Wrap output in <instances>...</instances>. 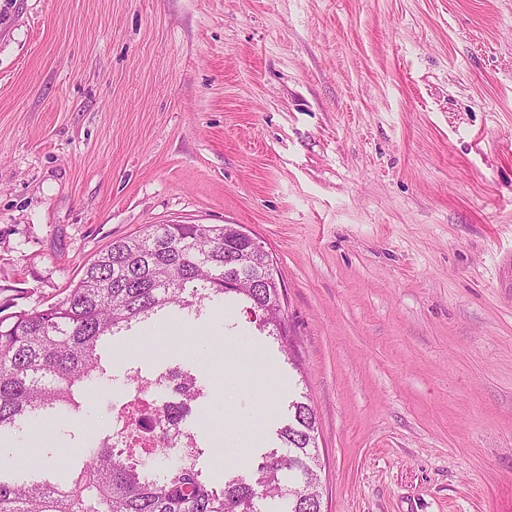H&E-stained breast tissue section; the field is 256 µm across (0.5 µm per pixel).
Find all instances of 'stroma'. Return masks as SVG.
<instances>
[{
    "mask_svg": "<svg viewBox=\"0 0 512 512\" xmlns=\"http://www.w3.org/2000/svg\"><path fill=\"white\" fill-rule=\"evenodd\" d=\"M150 224H240L254 312L171 320L69 422L0 440L61 483L134 385L191 372L215 486L318 419L323 512H512V0H0V303Z\"/></svg>",
    "mask_w": 512,
    "mask_h": 512,
    "instance_id": "35a3bbf8",
    "label": "stroma"
}]
</instances>
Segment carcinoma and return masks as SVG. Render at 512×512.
I'll return each instance as SVG.
<instances>
[{
  "instance_id": "cac0c4a2",
  "label": "carcinoma",
  "mask_w": 512,
  "mask_h": 512,
  "mask_svg": "<svg viewBox=\"0 0 512 512\" xmlns=\"http://www.w3.org/2000/svg\"><path fill=\"white\" fill-rule=\"evenodd\" d=\"M225 224H152L113 241L89 263L67 294L43 309L0 306V433L45 416L71 419L88 386L112 382L99 350L122 332L170 309L197 319L207 306L231 299L261 313L260 330L285 335V317L268 315L278 297L263 288L224 287V268L238 262L224 245ZM182 378L166 404L173 426L204 396L190 373L169 370L154 385ZM278 430L288 456L271 451L248 475L214 486L197 468V449L177 456L160 481L146 476L150 448L92 441L66 484L45 478L6 480L0 474V512H262V500L283 501L282 512H321L301 495V481L316 466L317 416L302 401Z\"/></svg>"
}]
</instances>
